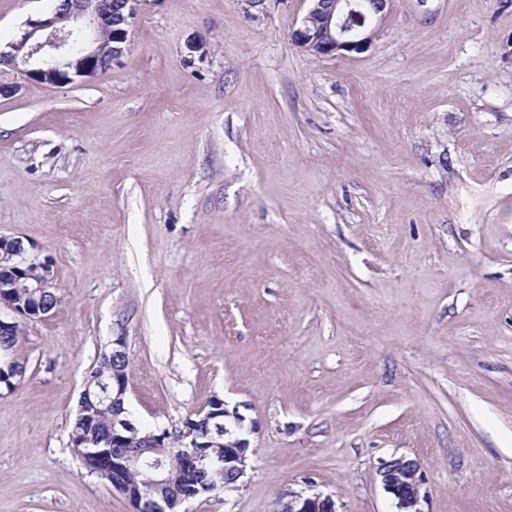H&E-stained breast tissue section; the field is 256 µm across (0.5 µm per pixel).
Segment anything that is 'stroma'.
I'll list each match as a JSON object with an SVG mask.
<instances>
[{
    "label": "stroma",
    "instance_id": "stroma-1",
    "mask_svg": "<svg viewBox=\"0 0 512 512\" xmlns=\"http://www.w3.org/2000/svg\"><path fill=\"white\" fill-rule=\"evenodd\" d=\"M52 0H0V45ZM307 0H140L130 50L61 86L0 80V235L52 260L0 395V512H134L82 465L88 372L126 338L127 405L238 408L234 491L178 512H512V0H392L316 57ZM380 476L384 490L396 501L400 512H420L417 506L423 480L416 462L404 459L385 461ZM281 504V512H335V503L330 496L313 494L311 496L292 495Z\"/></svg>",
    "mask_w": 512,
    "mask_h": 512
}]
</instances>
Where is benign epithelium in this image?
Segmentation results:
<instances>
[{
    "mask_svg": "<svg viewBox=\"0 0 512 512\" xmlns=\"http://www.w3.org/2000/svg\"><path fill=\"white\" fill-rule=\"evenodd\" d=\"M139 0H61L48 13L27 23L21 37L0 49V68L20 73L26 80L50 86L71 84L107 72L130 46ZM310 6L292 41L320 57L340 51L362 53L372 41L373 26L382 21L391 0H366V11L355 9L352 0H308ZM25 252L18 237L0 236V271L11 264L14 277L0 281V308L17 314V307L3 292L21 288L41 292L54 285L53 267L44 262L24 264L17 260ZM117 384L115 397L103 386L95 394L97 403L112 400V441L126 443L141 429L123 413L127 382L112 375ZM196 420H184L179 430L180 443L173 449L182 466L205 479L209 491L234 490V483L246 474L249 442L242 437L244 416L229 410L223 400L211 402L195 413ZM224 431V458L212 461L207 451L209 424ZM112 487L122 490L141 485L149 491L140 500V512H168L195 496V491L178 488L169 481V466L164 459H153L146 448H129L112 465L99 469ZM384 490L396 501L400 512H420L418 504L423 485L419 465L412 460L391 459L380 469ZM281 512H335L329 496L293 495L281 504Z\"/></svg>",
    "mask_w": 512,
    "mask_h": 512,
    "instance_id": "7a95c632",
    "label": "benign epithelium"
}]
</instances>
